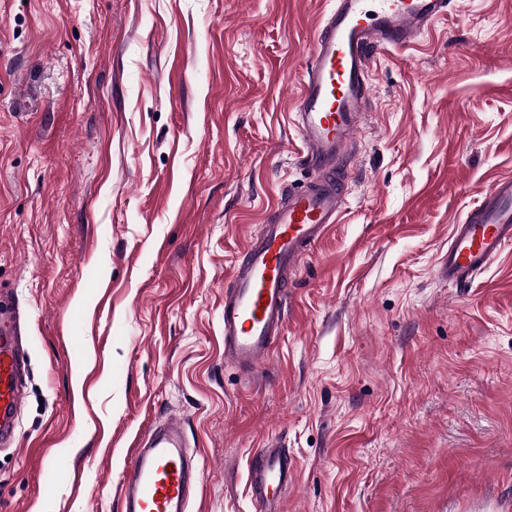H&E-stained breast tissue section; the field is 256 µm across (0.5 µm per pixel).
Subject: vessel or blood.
Listing matches in <instances>:
<instances>
[{
    "instance_id": "vessel-or-blood-1",
    "label": "vessel or blood",
    "mask_w": 512,
    "mask_h": 512,
    "mask_svg": "<svg viewBox=\"0 0 512 512\" xmlns=\"http://www.w3.org/2000/svg\"><path fill=\"white\" fill-rule=\"evenodd\" d=\"M453 0H335L322 18L310 52L294 124L300 162L313 178L276 200L257 234L245 243L224 291V361L255 373L270 358L288 317V274L338 220L345 204L342 177L367 110L375 50L413 44L430 23L447 16ZM512 244V176L497 179L461 224L455 225L438 276L471 287ZM0 290V444L10 443L24 400L25 350L12 306ZM200 475L181 417L173 415L135 442L120 488L122 512H189ZM295 464L277 444L249 462L258 512H285L282 493Z\"/></svg>"
}]
</instances>
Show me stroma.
<instances>
[{"label": "stroma", "mask_w": 512, "mask_h": 512, "mask_svg": "<svg viewBox=\"0 0 512 512\" xmlns=\"http://www.w3.org/2000/svg\"><path fill=\"white\" fill-rule=\"evenodd\" d=\"M331 6L0 0V287L29 350L0 512H120L128 448L171 414L191 512H255L270 442L286 512H512V245L472 288L437 274L512 176V0L375 55L339 222L265 366L224 361L230 272L311 178L290 112ZM295 473L287 448L270 443L256 450L249 462V487L259 512L285 511L282 493L293 482Z\"/></svg>", "instance_id": "35a3bbf8"}]
</instances>
